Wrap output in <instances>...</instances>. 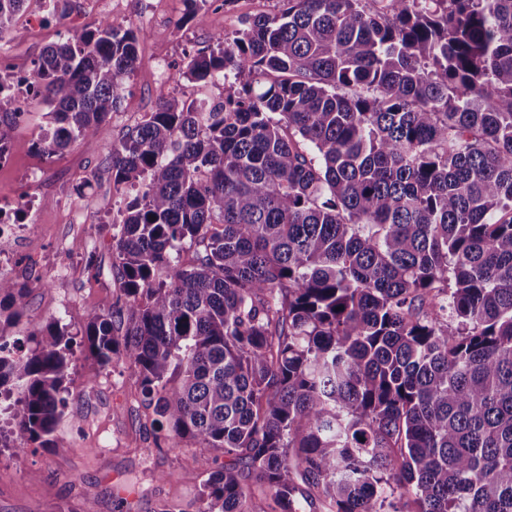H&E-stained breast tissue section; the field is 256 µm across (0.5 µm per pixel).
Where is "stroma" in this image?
<instances>
[{"instance_id":"35a3bbf8","label":"stroma","mask_w":512,"mask_h":512,"mask_svg":"<svg viewBox=\"0 0 512 512\" xmlns=\"http://www.w3.org/2000/svg\"><path fill=\"white\" fill-rule=\"evenodd\" d=\"M278 9V0H214L202 22L194 23L185 19L184 0H71L55 12L32 0L16 31L0 35V46L17 75L45 47L88 25L112 17L129 20L140 31V63L125 77L119 108L108 124L116 142L159 101L222 97L223 80L190 83L179 69L182 60L207 50L213 34L233 35L246 19ZM158 59L168 64L167 80L154 75ZM25 105L24 118L13 125L8 158L0 163V202L26 199L13 220L31 230L22 241L0 248V265L29 293L23 317L0 325V334L23 339L57 320L73 337L74 354L63 393L65 416L52 441L19 454L9 433L0 434V512H117L120 499L124 512H156L165 500L196 512L203 471L190 452H152L135 376L120 367L100 368L81 343L86 314L108 309L120 292L112 236L126 196L112 184L98 139L77 140L50 158L38 153L34 143L47 107L32 96Z\"/></svg>"}]
</instances>
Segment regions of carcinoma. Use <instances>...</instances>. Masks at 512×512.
<instances>
[{
  "label": "carcinoma",
  "instance_id": "carcinoma-1",
  "mask_svg": "<svg viewBox=\"0 0 512 512\" xmlns=\"http://www.w3.org/2000/svg\"><path fill=\"white\" fill-rule=\"evenodd\" d=\"M107 141L136 32L107 18L0 70L48 107L38 152L105 142L130 192L122 293L86 315L138 379L155 451L190 446L197 512H512V0H279ZM28 0H0V31ZM15 113L0 115V157ZM26 290L0 279V317ZM0 335L15 450L64 415L73 338ZM226 461L219 462V457ZM395 485L389 486V480Z\"/></svg>",
  "mask_w": 512,
  "mask_h": 512
}]
</instances>
